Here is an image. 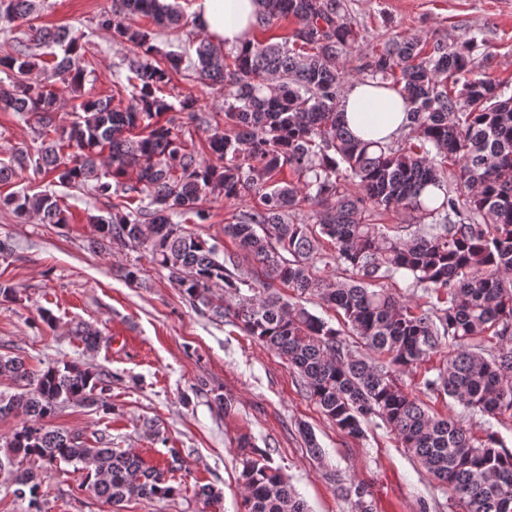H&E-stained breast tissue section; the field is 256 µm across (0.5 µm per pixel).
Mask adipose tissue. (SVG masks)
Here are the masks:
<instances>
[{
	"label": "adipose tissue",
	"mask_w": 512,
	"mask_h": 512,
	"mask_svg": "<svg viewBox=\"0 0 512 512\" xmlns=\"http://www.w3.org/2000/svg\"><path fill=\"white\" fill-rule=\"evenodd\" d=\"M196 23L211 42L241 45L254 20V0H196ZM346 126L365 140L388 142L404 130L408 104L395 89L355 80L342 92L339 104Z\"/></svg>",
	"instance_id": "1"
}]
</instances>
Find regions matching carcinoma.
<instances>
[{"mask_svg": "<svg viewBox=\"0 0 512 512\" xmlns=\"http://www.w3.org/2000/svg\"><path fill=\"white\" fill-rule=\"evenodd\" d=\"M252 30L282 20L295 27L281 42L246 38L226 50L193 41L195 59L159 53L147 31L123 22L143 16L177 30L183 14L162 0H114L98 26L129 45L122 91L84 90L82 34L36 24L38 0H0V19L15 29L0 55V110L33 128L40 146L0 161V183L50 175L62 186L116 196L108 215H91L98 239L145 246L169 280L211 318L238 327L273 350L304 382L308 397L340 432L365 437L378 418L401 447L458 499L462 512H512V453L496 432L483 436L463 419L436 417L402 384L443 349L448 355L424 391L447 396L471 416L512 418V96L474 71V53L492 58L486 41L466 36L387 40L369 48L364 71L410 104L407 137L389 143L357 138L338 102L345 62L360 50V30L344 0H254ZM51 50L44 61L40 49ZM224 92V109L197 110V99L173 103L166 87L186 70ZM60 81L74 106L69 129L56 119ZM208 132L210 157L194 135ZM288 168L296 181H281ZM430 187L438 195L424 196ZM257 202L224 225L232 251H219L189 224H204L206 200ZM19 216L65 224V209L47 192L0 199ZM389 212L420 223H380ZM401 278L428 298L414 310L386 285ZM288 290L283 296L277 287ZM230 300L213 302V290ZM316 299L341 317L333 327L300 300ZM349 331L362 343L354 350ZM0 376L16 391L0 394V417L21 419L5 441L0 471L19 458L80 466L82 486L114 506L182 493L166 472L180 466L167 449L168 470L102 435L90 444L50 426L62 405L112 411V375L56 361L31 372L23 359L0 356ZM240 471L246 512H306L304 501L270 465L269 452L243 436ZM13 494L39 507L42 480L32 469L10 472ZM352 512H370L364 487L336 480Z\"/></svg>", "mask_w": 512, "mask_h": 512, "instance_id": "1", "label": "carcinoma"}]
</instances>
